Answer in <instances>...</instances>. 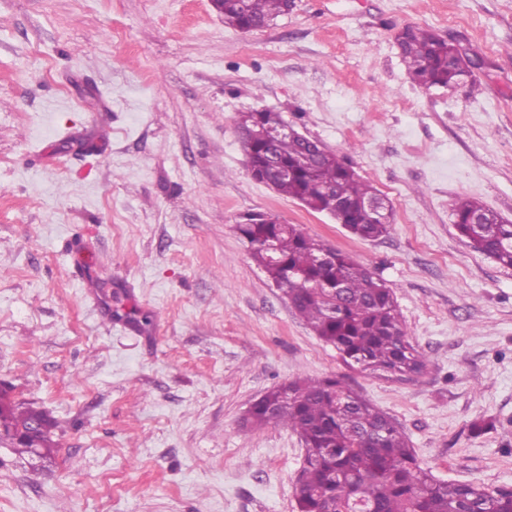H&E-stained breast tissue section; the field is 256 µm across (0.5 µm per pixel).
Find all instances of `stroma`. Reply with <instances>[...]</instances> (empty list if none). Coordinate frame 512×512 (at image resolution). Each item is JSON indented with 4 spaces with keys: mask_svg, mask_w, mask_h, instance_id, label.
<instances>
[{
    "mask_svg": "<svg viewBox=\"0 0 512 512\" xmlns=\"http://www.w3.org/2000/svg\"><path fill=\"white\" fill-rule=\"evenodd\" d=\"M407 25L467 46L475 86L417 87ZM261 110L372 184L389 234L256 181L236 121ZM459 196L512 221V0H293L251 33L209 0H0V389L58 423L50 458L0 443V512H298V434L244 416L299 377L437 479L512 485V268L460 237ZM256 211L392 288L424 370L345 365L240 239Z\"/></svg>",
    "mask_w": 512,
    "mask_h": 512,
    "instance_id": "stroma-1",
    "label": "stroma"
}]
</instances>
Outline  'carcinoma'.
<instances>
[{
    "instance_id": "obj_1",
    "label": "carcinoma",
    "mask_w": 512,
    "mask_h": 512,
    "mask_svg": "<svg viewBox=\"0 0 512 512\" xmlns=\"http://www.w3.org/2000/svg\"><path fill=\"white\" fill-rule=\"evenodd\" d=\"M290 9V0H224V25L268 26ZM401 57L415 84L429 90L453 87L471 76L475 55L429 27L406 26L396 35ZM284 123L279 112H241L240 130L258 135L250 148L258 166L288 168L273 179V189L299 200L308 210L336 214L353 235L375 240L391 224H370L362 204L379 192L335 153L322 155L309 142L283 136L265 146L261 136ZM485 206L470 197L452 205L454 225L477 253L512 267V224L491 218L472 224ZM236 231L251 258L288 298L295 311L342 360L364 370L411 376L426 366L423 353L406 337L392 289L369 269L337 251L332 261L319 257L328 246L296 224L267 222L263 213L244 215ZM252 425L271 423L295 431L304 445L297 477L299 512H512V489L441 482L422 468L399 426L338 379L297 378L267 392L250 412ZM3 435L23 433L20 452L43 458L55 446L58 423L41 408L14 402L0 391Z\"/></svg>"
}]
</instances>
